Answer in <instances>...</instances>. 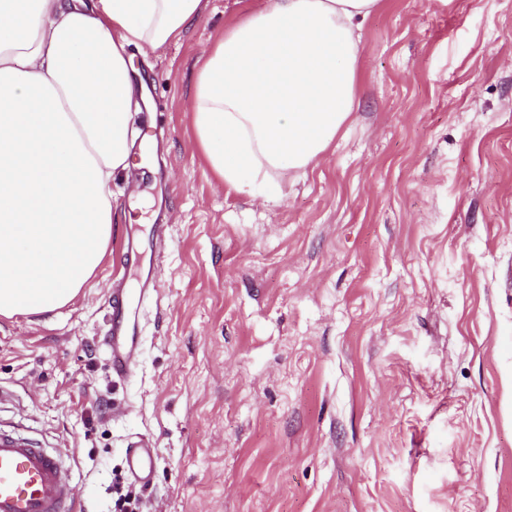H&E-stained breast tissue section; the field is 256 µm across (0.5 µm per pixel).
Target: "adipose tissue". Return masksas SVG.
Wrapping results in <instances>:
<instances>
[{"label":"adipose tissue","mask_w":512,"mask_h":512,"mask_svg":"<svg viewBox=\"0 0 512 512\" xmlns=\"http://www.w3.org/2000/svg\"><path fill=\"white\" fill-rule=\"evenodd\" d=\"M380 0H266L200 58L187 100L198 152L267 201L305 176L357 110L355 29ZM203 0H0V316L72 302L111 240L112 179L140 106L127 48L158 50Z\"/></svg>","instance_id":"1"}]
</instances>
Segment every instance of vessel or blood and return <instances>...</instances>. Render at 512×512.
Returning <instances> with one entry per match:
<instances>
[{
	"mask_svg": "<svg viewBox=\"0 0 512 512\" xmlns=\"http://www.w3.org/2000/svg\"><path fill=\"white\" fill-rule=\"evenodd\" d=\"M111 328L104 339L113 375L134 367L142 339L138 313L127 289L112 291ZM125 469L135 482L149 484L155 471L152 448L136 442L127 448ZM72 473L60 454L41 448L20 430H0V512H81Z\"/></svg>",
	"mask_w": 512,
	"mask_h": 512,
	"instance_id": "b4317fda",
	"label": "vessel or blood"
}]
</instances>
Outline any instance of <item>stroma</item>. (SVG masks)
<instances>
[{
  "mask_svg": "<svg viewBox=\"0 0 512 512\" xmlns=\"http://www.w3.org/2000/svg\"><path fill=\"white\" fill-rule=\"evenodd\" d=\"M205 3L128 50L150 107L112 248L50 323L0 318V423L61 454L86 512L141 437L139 512H512V0H380L358 111L274 203L196 150L195 63L239 12ZM147 277L121 382L108 294ZM125 469L128 476L135 482L149 484L155 471L152 448L141 441L132 444L125 453Z\"/></svg>",
  "mask_w": 512,
  "mask_h": 512,
  "instance_id": "obj_1",
  "label": "stroma"
}]
</instances>
